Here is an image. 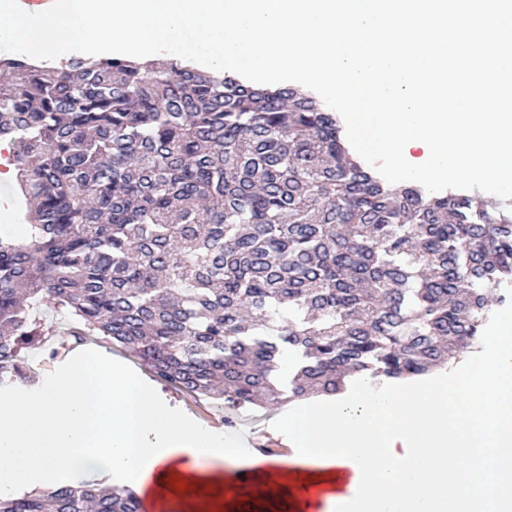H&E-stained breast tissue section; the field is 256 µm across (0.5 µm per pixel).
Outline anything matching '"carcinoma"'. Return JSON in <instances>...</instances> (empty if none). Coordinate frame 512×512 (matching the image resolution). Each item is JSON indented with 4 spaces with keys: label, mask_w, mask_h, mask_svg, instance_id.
I'll list each match as a JSON object with an SVG mask.
<instances>
[{
    "label": "carcinoma",
    "mask_w": 512,
    "mask_h": 512,
    "mask_svg": "<svg viewBox=\"0 0 512 512\" xmlns=\"http://www.w3.org/2000/svg\"><path fill=\"white\" fill-rule=\"evenodd\" d=\"M304 88L190 64L0 58L28 242L0 236V387L29 378L31 300L160 381L235 404L334 395L455 363L512 285V214L390 187ZM291 356L288 383L278 379ZM83 483L0 512H140Z\"/></svg>",
    "instance_id": "cac0c4a2"
}]
</instances>
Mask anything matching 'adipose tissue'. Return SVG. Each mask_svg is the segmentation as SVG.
<instances>
[{"label":"adipose tissue","mask_w":512,"mask_h":512,"mask_svg":"<svg viewBox=\"0 0 512 512\" xmlns=\"http://www.w3.org/2000/svg\"><path fill=\"white\" fill-rule=\"evenodd\" d=\"M240 463L264 460L178 418L141 381L93 355L47 376L35 396L0 401L1 493L106 475L162 504L178 497L177 480L190 491H223L225 467ZM350 472L347 465L294 462L284 486L292 498L325 491L318 507L328 512V492L350 488Z\"/></svg>","instance_id":"obj_1"}]
</instances>
